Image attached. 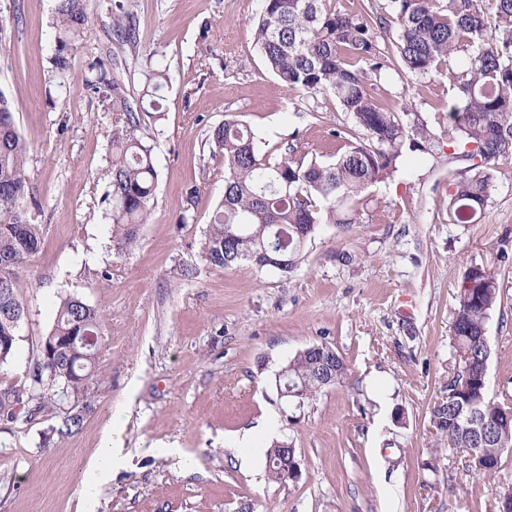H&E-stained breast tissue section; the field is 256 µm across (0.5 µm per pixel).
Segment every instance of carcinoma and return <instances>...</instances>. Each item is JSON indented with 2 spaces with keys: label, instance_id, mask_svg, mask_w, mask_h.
Returning <instances> with one entry per match:
<instances>
[{
  "label": "carcinoma",
  "instance_id": "cac0c4a2",
  "mask_svg": "<svg viewBox=\"0 0 512 512\" xmlns=\"http://www.w3.org/2000/svg\"><path fill=\"white\" fill-rule=\"evenodd\" d=\"M494 4L491 17L484 0H390L387 10L371 2L359 12H338L327 0H260L255 44L264 63L284 87L337 101L349 119L336 129L345 150L333 163L304 165L285 154L260 152L252 128L237 118L215 126L209 150L224 159V193L202 244L203 261L221 269L242 261L258 265L262 249L279 233L288 238V265L280 269L287 275L301 259L302 238H311L318 225L344 229L353 223L362 193L388 178L404 143L420 150L431 139L424 122L401 121L395 106L373 91L371 76L392 66L415 76L443 73L458 90L448 111V149L471 164L468 174L452 183L448 217L456 224L472 223L488 200L490 163L512 148V0ZM55 18L50 64L51 72L59 74L70 68L90 22L89 0H56ZM112 26L118 35L133 38V16L121 4ZM380 37L391 41L394 54L379 46ZM112 66L111 54L95 57L87 65L84 88L123 113L112 127V170L104 201L111 207L113 239L127 249L149 221L157 185L155 144L136 131L146 115L156 122L163 119L160 92L168 73L160 62L147 67L145 92L133 103ZM359 130L367 142L352 141ZM27 154L11 104L0 90V366L12 359L24 326L23 272L42 242L40 225L30 223L21 210L29 195ZM500 297L492 271L477 265L465 271L452 322L458 370L448 379L447 401L431 417L448 447L462 451L471 471L482 476L496 474L503 454L512 452V395L505 391L492 398L487 383L486 325ZM81 332L96 337L83 350L86 357L59 351L54 372L47 371L43 360L49 341ZM101 341L99 310L76 296L60 298L27 380L0 388V419L29 422L58 407V432L79 430L84 423L80 402L93 385ZM285 369L304 401L344 381L348 371L332 348L322 355L303 350Z\"/></svg>",
  "mask_w": 512,
  "mask_h": 512
}]
</instances>
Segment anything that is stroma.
Instances as JSON below:
<instances>
[{
  "mask_svg": "<svg viewBox=\"0 0 512 512\" xmlns=\"http://www.w3.org/2000/svg\"><path fill=\"white\" fill-rule=\"evenodd\" d=\"M126 2L135 42L113 39V0H91L71 69L53 78L55 0H0V91L29 145L23 208L43 237L0 386L24 381L59 295L104 316L82 428L58 437L52 411L0 423V512H238L245 502L254 512H496L500 488L512 484V452L495 477H479L450 455L431 415L448 397L456 296L474 265L492 270L501 291L487 324L489 391L512 392V150L492 164L482 214L450 223L449 184L469 165L448 155L454 92L441 75L385 70L376 92L419 114L435 144L402 147L354 224L318 226L292 274L247 262L208 267L201 244L224 191L209 129L235 117L262 149L328 163L347 116L331 96L285 90L267 70L254 42L260 0ZM107 50L126 61L132 98L147 59L168 70L164 118L139 131L156 143L151 217L123 252L104 201L117 115L82 86L88 63ZM186 209L194 220L183 224ZM187 266L195 278L182 276ZM321 343L344 357L347 379L301 406L281 398L277 372ZM118 415L131 457L86 495L84 471ZM265 419L269 433L239 448ZM274 438L292 439L299 479L269 478Z\"/></svg>",
  "mask_w": 512,
  "mask_h": 512,
  "instance_id": "obj_1",
  "label": "stroma"
}]
</instances>
